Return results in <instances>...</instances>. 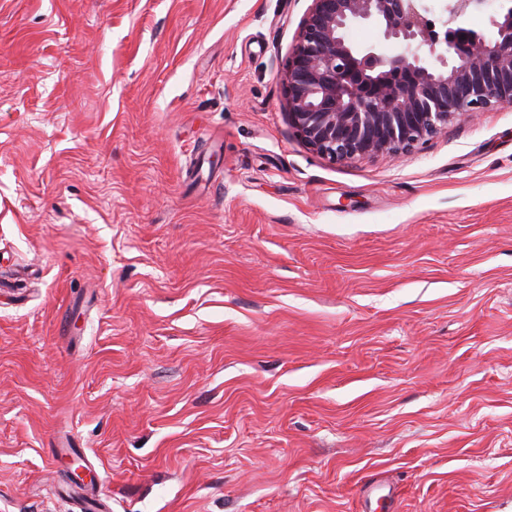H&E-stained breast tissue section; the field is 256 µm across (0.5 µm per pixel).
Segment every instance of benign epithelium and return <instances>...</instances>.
I'll return each instance as SVG.
<instances>
[{"label":"benign epithelium","mask_w":512,"mask_h":512,"mask_svg":"<svg viewBox=\"0 0 512 512\" xmlns=\"http://www.w3.org/2000/svg\"><path fill=\"white\" fill-rule=\"evenodd\" d=\"M480 0H454L437 25L421 0H312L288 56V123L333 163L395 156L512 106V4L491 17L492 34L452 26ZM370 26L378 40L350 43ZM402 51L390 54L385 44Z\"/></svg>","instance_id":"7a95c632"}]
</instances>
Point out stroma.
<instances>
[{
    "mask_svg": "<svg viewBox=\"0 0 512 512\" xmlns=\"http://www.w3.org/2000/svg\"><path fill=\"white\" fill-rule=\"evenodd\" d=\"M311 0H0V512H512V108L332 163Z\"/></svg>",
    "mask_w": 512,
    "mask_h": 512,
    "instance_id": "stroma-1",
    "label": "stroma"
}]
</instances>
